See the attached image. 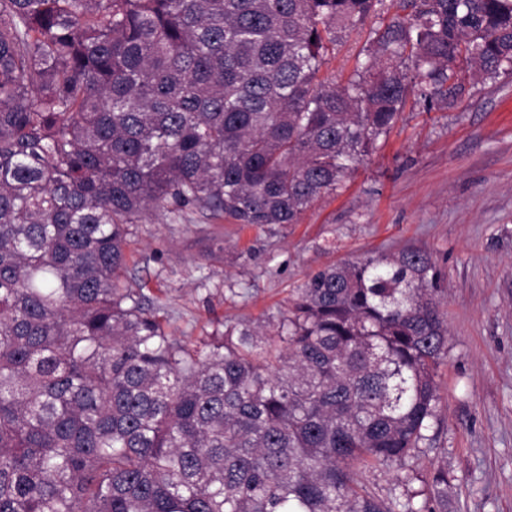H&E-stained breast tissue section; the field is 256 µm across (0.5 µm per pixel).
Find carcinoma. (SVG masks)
Here are the masks:
<instances>
[{"instance_id":"obj_1","label":"carcinoma","mask_w":512,"mask_h":512,"mask_svg":"<svg viewBox=\"0 0 512 512\" xmlns=\"http://www.w3.org/2000/svg\"><path fill=\"white\" fill-rule=\"evenodd\" d=\"M0 0V512H436L448 351L430 253L311 273L285 312L171 336L122 280L129 227L297 224L399 119L512 72V0ZM397 10L391 8L385 11L380 18L372 17L364 26L351 30L342 40V43L336 46V50L330 52L321 68V74L329 80L335 81L336 85L345 84L353 71L356 60L364 58L363 49L366 47L371 28L376 27L379 21L388 23L395 15Z\"/></svg>"}]
</instances>
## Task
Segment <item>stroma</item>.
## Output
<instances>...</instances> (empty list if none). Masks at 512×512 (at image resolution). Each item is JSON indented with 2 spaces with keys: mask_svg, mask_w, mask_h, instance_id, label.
Wrapping results in <instances>:
<instances>
[{
  "mask_svg": "<svg viewBox=\"0 0 512 512\" xmlns=\"http://www.w3.org/2000/svg\"><path fill=\"white\" fill-rule=\"evenodd\" d=\"M351 30L321 68L346 83L370 31ZM452 107L410 94L391 132L297 224L166 214L130 227L125 279L191 347L227 324L286 311L320 267L407 247L430 252L447 289L437 368L443 426L406 464L424 487L448 468L447 512H512V74L466 79Z\"/></svg>",
  "mask_w": 512,
  "mask_h": 512,
  "instance_id": "1",
  "label": "stroma"
}]
</instances>
